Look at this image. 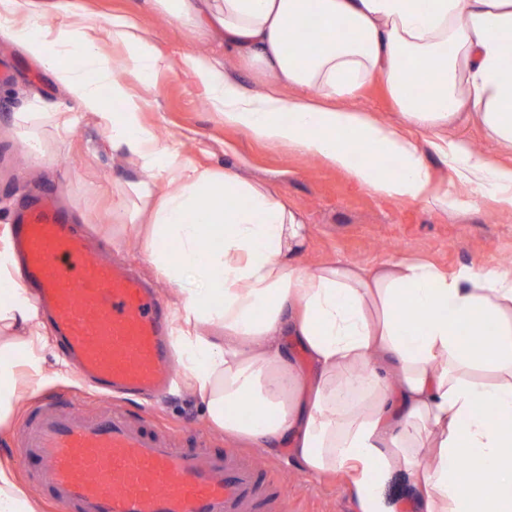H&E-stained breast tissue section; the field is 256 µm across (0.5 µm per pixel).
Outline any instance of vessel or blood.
<instances>
[{
    "label": "vessel or blood",
    "mask_w": 512,
    "mask_h": 512,
    "mask_svg": "<svg viewBox=\"0 0 512 512\" xmlns=\"http://www.w3.org/2000/svg\"><path fill=\"white\" fill-rule=\"evenodd\" d=\"M14 235L36 305L93 387L165 397L175 373L162 303L122 267L89 259L52 198L20 213ZM21 446L39 459L36 485L60 512H280L285 493L249 455L171 447L151 419L117 409L87 418L44 399Z\"/></svg>",
    "instance_id": "obj_1"
}]
</instances>
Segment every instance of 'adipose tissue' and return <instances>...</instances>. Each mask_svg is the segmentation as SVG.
I'll use <instances>...</instances> for the list:
<instances>
[{
	"label": "adipose tissue",
	"mask_w": 512,
	"mask_h": 512,
	"mask_svg": "<svg viewBox=\"0 0 512 512\" xmlns=\"http://www.w3.org/2000/svg\"><path fill=\"white\" fill-rule=\"evenodd\" d=\"M178 25L208 26L230 54L273 81L243 87L222 59L184 65L211 111L255 137L348 171L361 186L447 211L464 202L435 187L420 144L389 123L321 97L381 79L407 125L435 132L462 114L512 152V68L501 61L512 36V0H157ZM315 15L322 30L304 53L289 40ZM38 0H0V33L34 56L82 112L96 116L143 173L126 210L140 225L157 276L198 288L181 293L173 329L176 365L209 425L275 451L289 444L314 476L343 474L360 512H394L381 489L405 472L413 512H512V267L447 275L391 258L374 267L303 260L309 226L269 185L185 160L159 143L140 115L134 86L170 66L128 14L82 15L62 27ZM122 47L111 56L105 44ZM77 56L81 69L66 65ZM109 86L120 111H109ZM302 91L285 101L280 86ZM41 149L37 127L70 134L74 116L40 105L16 115ZM379 152L396 165L383 172ZM474 196L512 206V167L492 164L463 141L439 148ZM482 343H469L473 334ZM296 342L311 364L297 366ZM44 325L19 281L8 231L0 232V434L29 391L71 371L46 368ZM0 512H41L0 461Z\"/></svg>",
	"instance_id": "1"
}]
</instances>
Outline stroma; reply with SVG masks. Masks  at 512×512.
<instances>
[{"label":"stroma","mask_w":512,"mask_h":512,"mask_svg":"<svg viewBox=\"0 0 512 512\" xmlns=\"http://www.w3.org/2000/svg\"><path fill=\"white\" fill-rule=\"evenodd\" d=\"M51 21L62 26L72 13L89 14L104 21L115 13L135 15L153 32L171 67L155 74L150 83L137 86L142 99V119L164 142L178 141L184 157L216 170L233 169L251 182H265L299 211L310 228L304 261L315 266L329 260H350L373 266L391 257L431 263L453 275L469 267L483 271L501 265L512 255V212L493 200L474 197L469 186L457 181L441 154L430 143L434 136L415 131L426 147L425 157L437 183L446 185L465 206L449 213L431 205L392 199L359 185L349 172L309 158L302 153L255 139L248 132L224 123L211 112L196 80L181 64L187 54L223 58L227 70L249 89H261L264 76L247 61L224 53V44L205 33L176 28L155 8L153 0H53ZM12 67L13 81L0 87V226L13 212L40 192L56 195L73 224L92 239L90 255L117 260L143 277L169 311L178 307V290L159 279L142 252L140 232L124 209L128 183L141 178L137 165L113 152L107 130L88 114H76L70 135L59 139L52 127L40 136L46 151L38 157L25 146V137L13 123L15 113L40 101L50 112H75L53 74L6 36L0 35V63ZM333 105L371 114L396 127L404 120L384 83L372 80L353 94L336 96ZM443 139L466 140L492 161L512 167V153L503 152L473 119L461 120L442 134ZM63 392L81 397V414L91 417L110 404L109 397L83 396L78 374L53 380L37 393H26L8 434L0 436V459H10L19 481L31 496L39 470L37 458H21L16 446L22 425L36 396ZM131 415L149 412L178 433L181 442L200 437L208 447L224 450L232 440L211 429L201 405L180 390L163 399L140 400L125 405ZM259 462L275 466L286 483L285 512H357L345 478L336 474L315 478L294 464L287 448L267 452L250 448Z\"/></svg>","instance_id":"obj_1"}]
</instances>
